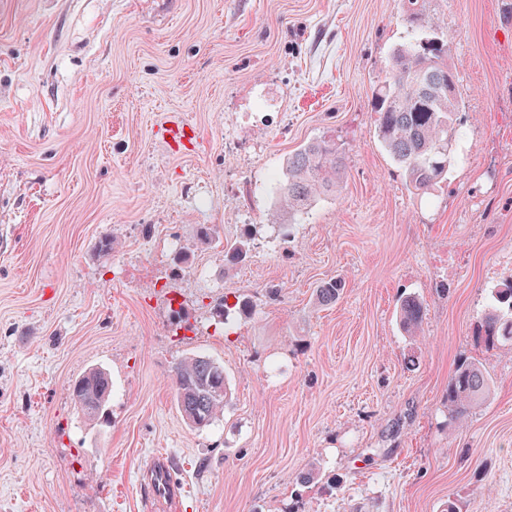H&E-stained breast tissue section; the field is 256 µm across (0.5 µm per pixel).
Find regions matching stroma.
Masks as SVG:
<instances>
[{"mask_svg": "<svg viewBox=\"0 0 512 512\" xmlns=\"http://www.w3.org/2000/svg\"><path fill=\"white\" fill-rule=\"evenodd\" d=\"M428 8L461 136L422 197L372 110L402 0H0V512H147L160 451L177 512H512V346L476 336L512 278V0ZM329 130L338 193L276 214L288 156ZM330 279L343 291L319 304ZM404 293L426 307L412 336ZM239 295L249 314L216 330ZM193 353L231 393L201 430L172 394ZM462 356L492 383L458 422ZM96 366L112 399L90 423L71 386Z\"/></svg>", "mask_w": 512, "mask_h": 512, "instance_id": "obj_1", "label": "stroma"}]
</instances>
